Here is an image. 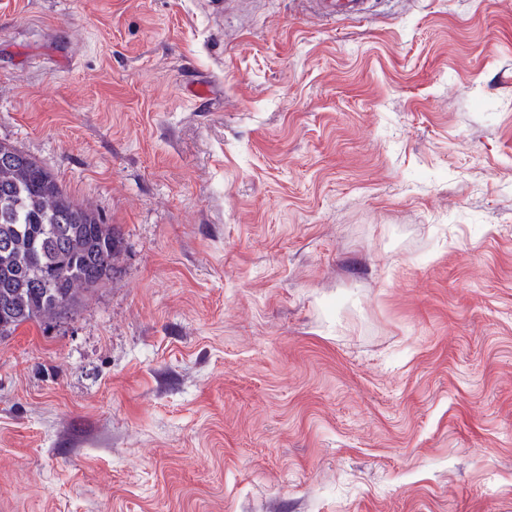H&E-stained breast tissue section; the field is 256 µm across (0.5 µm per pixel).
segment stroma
I'll return each instance as SVG.
<instances>
[{
  "label": "stroma",
  "instance_id": "stroma-1",
  "mask_svg": "<svg viewBox=\"0 0 512 512\" xmlns=\"http://www.w3.org/2000/svg\"><path fill=\"white\" fill-rule=\"evenodd\" d=\"M0 0V141L117 225L0 341V512H512V0ZM318 6L316 13L322 18L336 19V14L360 15L363 0H306Z\"/></svg>",
  "mask_w": 512,
  "mask_h": 512
}]
</instances>
